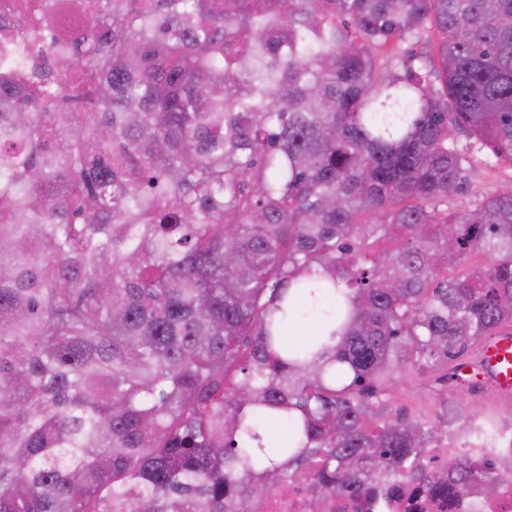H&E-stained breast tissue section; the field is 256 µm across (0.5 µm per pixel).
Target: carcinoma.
Returning a JSON list of instances; mask_svg holds the SVG:
<instances>
[{
  "label": "carcinoma",
  "instance_id": "obj_1",
  "mask_svg": "<svg viewBox=\"0 0 512 512\" xmlns=\"http://www.w3.org/2000/svg\"><path fill=\"white\" fill-rule=\"evenodd\" d=\"M0 46V512H250L493 492L369 424L410 367L512 332V0H87ZM429 29L437 60L377 77ZM311 328L290 341L286 320ZM288 439L269 448L265 423ZM59 8L56 10L52 23L56 32L62 37H74L80 33L83 26L84 15L75 4L87 0H57ZM512 183V167L508 164L494 165V161L476 164L463 188L448 194V211L472 205L481 197ZM311 480L312 474L305 471L297 478L294 493L288 496L272 494L257 502L252 512H308V488Z\"/></svg>",
  "mask_w": 512,
  "mask_h": 512
}]
</instances>
